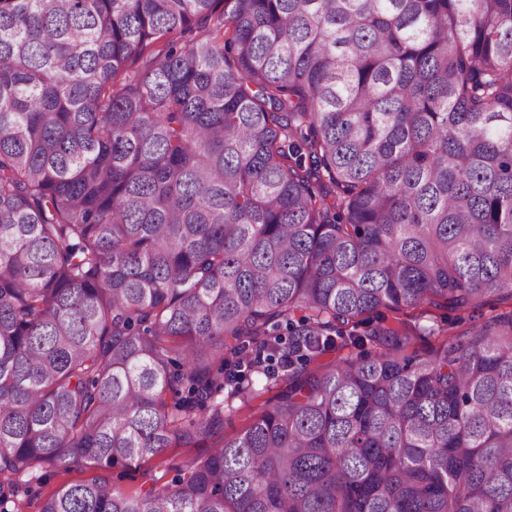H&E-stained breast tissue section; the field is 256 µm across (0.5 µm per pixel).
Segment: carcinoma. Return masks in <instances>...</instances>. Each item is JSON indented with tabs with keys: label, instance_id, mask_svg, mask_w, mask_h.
Here are the masks:
<instances>
[{
	"label": "carcinoma",
	"instance_id": "carcinoma-1",
	"mask_svg": "<svg viewBox=\"0 0 512 512\" xmlns=\"http://www.w3.org/2000/svg\"><path fill=\"white\" fill-rule=\"evenodd\" d=\"M491 301L512 0H0V512H512V310L359 330ZM431 312L420 314L421 310H416L409 313V315H415L411 318L412 321L420 323L422 326L433 327L440 331L442 336H418L414 339L413 343L407 348L406 353L411 354L414 351L423 352L430 347H437L439 342L447 335L446 331V320L444 317L447 316L446 310H437L430 308ZM276 390L264 394L260 399L251 402L239 410L224 415V436L232 437L243 430L251 420V415L257 413V408L264 400L275 394ZM188 453L184 448H172L162 458L146 462L141 466L130 468L115 466L101 474L109 478L123 489L133 490L142 484H150V478H161L160 483L169 482L182 467ZM96 473L98 472L77 467L72 468L67 472L59 470L46 481H40L36 478L31 480H27L29 479L27 477L24 478L25 482L28 481L29 483L28 496L30 498V505L27 509H25L26 512H37L39 510L41 501L55 490L72 483L88 480Z\"/></svg>",
	"mask_w": 512,
	"mask_h": 512
}]
</instances>
